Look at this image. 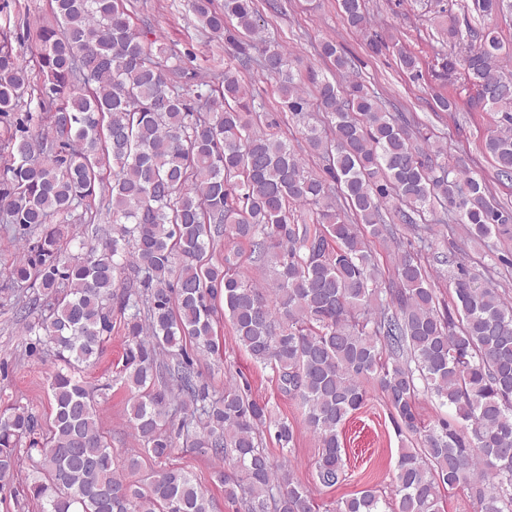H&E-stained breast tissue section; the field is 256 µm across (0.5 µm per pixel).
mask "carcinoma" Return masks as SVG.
<instances>
[{"label": "carcinoma", "instance_id": "obj_1", "mask_svg": "<svg viewBox=\"0 0 512 512\" xmlns=\"http://www.w3.org/2000/svg\"><path fill=\"white\" fill-rule=\"evenodd\" d=\"M55 23L39 32L34 67L0 40V116L38 89L37 109L50 133L33 135V113L15 117L0 170V212L8 231L27 245L10 271L13 283L63 293L46 314L28 312L29 352L47 345L68 365L92 364L112 332V307L123 315L126 362L120 379L132 394L129 423L155 459L178 434L194 448L229 458L234 471L215 472L224 496L245 512H441L443 492L461 488L476 512H512V304L489 279L452 257L455 300L442 311L418 253L420 234L380 281L368 239L394 236L386 218L413 228L436 201L454 211L470 237L507 231L512 208L497 203L466 166L439 162L441 149L417 145L420 129L392 113L379 93L350 77L355 67L333 40L318 54L332 61L319 80L317 106L331 133L304 126L323 174L305 170L288 142L255 130L254 106L241 71L257 64L279 78L283 107L305 121L310 106L295 80L293 59L264 32L254 0H192L202 29L224 36L236 65L219 85L199 78L192 50L166 56L164 43L132 22L129 0H49ZM347 26L369 33L366 0H339ZM512 8L506 0H472L483 19ZM460 57L441 59L442 76L460 75L482 94V109L499 115L482 148L497 180L512 183V57L497 27L462 30ZM259 50L254 59L251 51ZM112 218L90 236L80 208L94 200ZM59 216L62 223L53 224ZM247 240L269 272L259 288L216 239ZM129 285L112 293L125 271ZM224 305L236 343L276 374L296 398L320 449L319 483L345 480L339 430L367 400L372 384L405 437L389 500L369 487L318 504L276 467L260 432L274 427L281 449L294 428L236 384L214 394L199 380L194 354L217 347V304ZM54 415L37 437L38 417L12 404L0 410V490L22 461L32 463L27 494L41 512H212L186 470L155 469L134 481L139 456L113 467L98 424L93 392L69 373L51 377ZM435 397L454 414L431 424L419 396Z\"/></svg>", "mask_w": 512, "mask_h": 512}]
</instances>
